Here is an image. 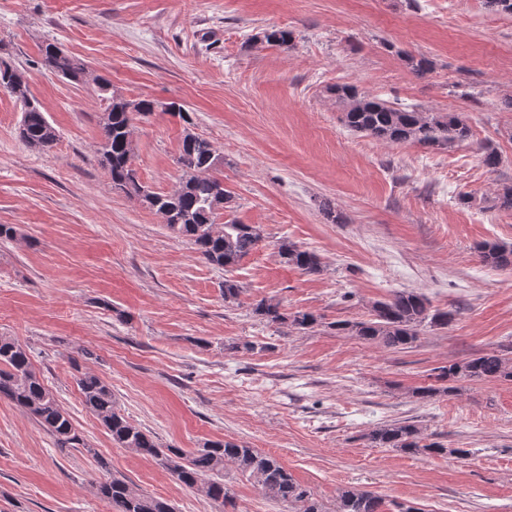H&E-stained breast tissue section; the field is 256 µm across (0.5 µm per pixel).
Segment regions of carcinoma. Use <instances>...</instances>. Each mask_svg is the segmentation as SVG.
Masks as SVG:
<instances>
[{"instance_id":"carcinoma-1","label":"carcinoma","mask_w":512,"mask_h":512,"mask_svg":"<svg viewBox=\"0 0 512 512\" xmlns=\"http://www.w3.org/2000/svg\"><path fill=\"white\" fill-rule=\"evenodd\" d=\"M293 32L286 28L267 29L254 42L269 46H288ZM43 68L74 83L87 80L85 65L53 43L40 49ZM11 86L21 102L24 115L20 138L31 148L50 149L58 140L57 131L34 98L29 96L25 75L8 65H0V83ZM101 106V141L97 152L107 168L112 189L135 197L142 205L161 214L166 227L186 238L208 264L226 271L254 251L261 241L260 229L235 220L222 227L215 224L219 211L231 207L232 193L214 172L224 164L210 141L186 133L177 163L182 171L175 189L156 193L143 186L131 166L135 156L132 127L136 117H146L157 107L152 99L127 100L112 91V82L103 75L92 78ZM341 107V121L351 131L388 143L410 142L432 149H444L470 137L466 116L458 112H423L415 107L394 106L371 98L350 85L329 88ZM278 254L289 266L307 274L322 271L319 255L282 239ZM481 261L495 268L512 267V245L483 242L478 246ZM254 313L271 324L311 329L318 317L311 312L287 314L280 304L262 300ZM451 310H433L428 300L414 290L398 291L386 300L372 304L363 320H339L332 324L336 333L365 343L376 342L386 348L404 350L413 347L421 328L427 325L445 328L453 319ZM437 379L450 383L444 388L418 387L414 397L427 400L438 393L451 394L460 381H512V358L500 351L482 353L439 368ZM84 405L97 417L123 448L160 461L181 486L195 491L220 507L232 503L230 488L224 484V465L232 463L261 492L282 503L303 504L302 512H324L310 491L295 481L288 469L274 456L232 441H210L200 448L185 451L165 448L154 437L133 424L115 404L112 389L98 375L86 372L76 380ZM0 398L30 414L60 448H75L81 438L73 428L69 414L34 371L30 354L15 340L0 336ZM375 447L397 448L407 453L466 456L462 448L447 449L439 443L420 444L419 429L408 421L385 424L368 434ZM98 493L110 505V512H173L171 505L157 497L137 492L120 474L108 473L99 482ZM385 501L368 490L342 489L336 497V512H421L411 504Z\"/></svg>"}]
</instances>
